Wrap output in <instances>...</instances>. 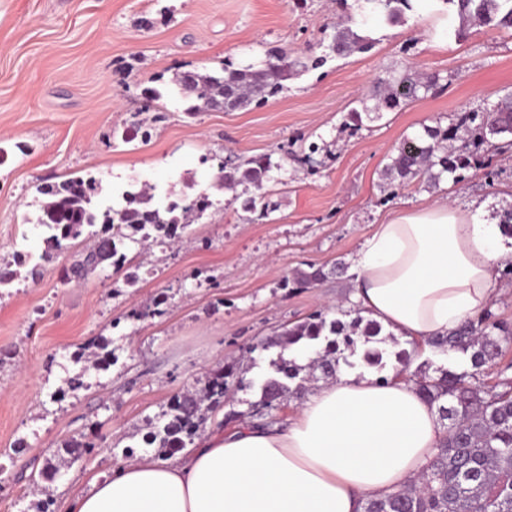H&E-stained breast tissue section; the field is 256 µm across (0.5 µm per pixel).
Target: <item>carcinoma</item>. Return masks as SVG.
<instances>
[{"mask_svg":"<svg viewBox=\"0 0 512 512\" xmlns=\"http://www.w3.org/2000/svg\"><path fill=\"white\" fill-rule=\"evenodd\" d=\"M342 20L331 25L333 34L327 45L328 53L318 57L291 58L284 53L277 60L281 67L271 70L249 64L236 66L224 63L222 73L195 72V88H183L182 78L175 86L183 98L194 96L204 106L217 90L216 80H224V90L235 94V108L245 109L277 95L285 82L309 68H317L330 56L344 57L354 52L371 49L375 41L367 34L353 29L357 19L351 13L348 0H336ZM361 12L362 21L371 15H382L390 24L404 19L406 12L414 9L413 0H354ZM446 8L456 12L460 27L456 35L466 36L469 23L499 31L512 32V0H440ZM437 80L417 72H405L398 77L379 79L370 91L375 101L374 112L393 111L420 98V94L435 89ZM361 111V112H363ZM361 112L353 109L347 120L358 125ZM512 126V96L497 101V106L481 112L465 111L459 122L446 128L437 124L423 127V134L404 140L386 165L384 174L390 182L404 186L419 179L428 186L439 185L443 177L457 182L461 171L481 161L482 152L492 146V139L500 136L499 128ZM272 164L267 156H254L236 164L224 166V177L217 179L220 186L233 190L241 184L254 186L257 194L249 197L244 209L252 211L256 201L264 197V189L271 180ZM40 194L48 197L41 206L37 223L46 227L47 252L58 250L63 242L74 240L82 234L83 226L102 222L95 232L91 249L77 260L74 277L83 279L98 266L109 263L117 268L125 263L121 251L127 234L112 233L116 224L138 233L146 228L166 237L186 228L180 218L192 212H203L211 202L201 193L200 206H178L172 201L165 207L153 204L154 191L125 190L121 202L108 206L103 212L93 211L92 199L98 193V183L93 178H69L59 183L42 184ZM181 210V216L174 215ZM382 326L361 316L346 325L338 319L327 321L321 312L295 323L279 334V344L298 350H312L316 358L306 365L283 360L275 365V374L260 383L261 396L257 405L266 408L276 400H284L291 392L289 382L297 381L296 388L318 377L329 378L337 373L344 351L355 352L354 336L362 335L365 341L380 335ZM429 344L438 353H461L468 358L470 370L439 369L433 376L416 373L415 384L419 393L436 405L441 420L449 421L447 431L433 456L421 471L417 481L410 486L386 494L369 497L363 512H512V382L486 387L475 380L476 371L493 365L504 348L512 344V325L497 319L490 311L476 320L461 323L456 330L436 337ZM237 372V365L227 364L217 369L204 389L205 397L197 393H183L173 398L166 421L156 427L146 444L157 445L168 453H175L192 444L205 422L203 408H213L224 402L227 379Z\"/></svg>","mask_w":512,"mask_h":512,"instance_id":"obj_1","label":"carcinoma"}]
</instances>
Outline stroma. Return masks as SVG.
Masks as SVG:
<instances>
[{
  "mask_svg": "<svg viewBox=\"0 0 512 512\" xmlns=\"http://www.w3.org/2000/svg\"><path fill=\"white\" fill-rule=\"evenodd\" d=\"M438 9L415 0L402 22L372 26L371 50L330 58L261 105L191 112L177 76L281 48L321 55L336 0H0V269L14 273L0 285V512H67L125 448L157 455L145 439L162 412L220 364L239 363L254 386L229 388L206 428L233 410L253 420L281 327L356 310L354 258L394 210L436 200L486 220L512 210V150L436 188L393 190L383 176L405 138L512 93V35L477 25L456 38L458 17ZM405 71L438 85L346 125L376 79ZM153 90L157 121L145 110ZM261 154L272 179L250 212L213 182L221 163ZM74 176L99 182L102 206L144 182L158 203L203 192L211 205L177 245L127 243L122 269L77 280L70 269L91 239L45 261L36 222L38 186ZM318 269L324 280L294 285ZM381 348L389 379L410 377L391 357L401 349L418 370L465 365L403 336ZM103 349L114 364L89 371L85 351Z\"/></svg>",
  "mask_w": 512,
  "mask_h": 512,
  "instance_id": "1",
  "label": "stroma"
}]
</instances>
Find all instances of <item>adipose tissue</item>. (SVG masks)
I'll use <instances>...</instances> for the list:
<instances>
[{
    "mask_svg": "<svg viewBox=\"0 0 512 512\" xmlns=\"http://www.w3.org/2000/svg\"><path fill=\"white\" fill-rule=\"evenodd\" d=\"M512 246L494 222L445 201L396 210L362 244L355 298L384 328L445 336L491 303ZM443 437L416 385L342 373L296 416L212 430L169 461L144 455L92 478L70 512H361L417 480Z\"/></svg>",
    "mask_w": 512,
    "mask_h": 512,
    "instance_id": "obj_1",
    "label": "adipose tissue"
}]
</instances>
